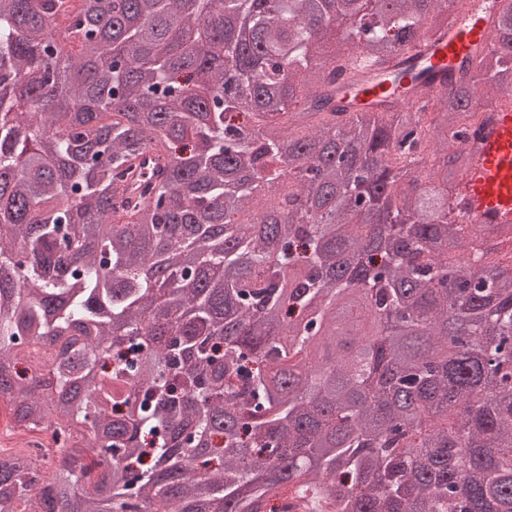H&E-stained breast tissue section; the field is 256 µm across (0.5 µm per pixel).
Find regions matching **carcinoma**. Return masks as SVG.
I'll return each mask as SVG.
<instances>
[{"label":"carcinoma","instance_id":"cac0c4a2","mask_svg":"<svg viewBox=\"0 0 512 512\" xmlns=\"http://www.w3.org/2000/svg\"><path fill=\"white\" fill-rule=\"evenodd\" d=\"M69 2L0 0V400L54 442L0 449V512H261L281 487L512 512V265L449 204L512 92V0L451 90L360 110L355 58L447 33L445 0ZM60 40L106 65L59 76ZM147 152L167 171L132 205ZM154 158L150 155H143L136 163H134L131 170L127 175V196L138 195L140 191L137 189L140 183L148 179L153 174V180H156L159 176V170L163 166L162 161H157L154 167Z\"/></svg>","mask_w":512,"mask_h":512}]
</instances>
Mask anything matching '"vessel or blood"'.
<instances>
[{"label": "vessel or blood", "mask_w": 512, "mask_h": 512, "mask_svg": "<svg viewBox=\"0 0 512 512\" xmlns=\"http://www.w3.org/2000/svg\"><path fill=\"white\" fill-rule=\"evenodd\" d=\"M486 32L484 15L478 8H470L447 34L410 46L390 67L418 74L426 89H440L450 68L487 48ZM382 74L379 68L365 70L352 90L359 106L376 104L388 93L390 84ZM480 122L477 138L466 146L470 164L452 209L462 222L507 233L512 231V104L482 115ZM157 172L152 156L140 157L128 172V193L137 194L139 184Z\"/></svg>", "instance_id": "vessel-or-blood-1"}]
</instances>
